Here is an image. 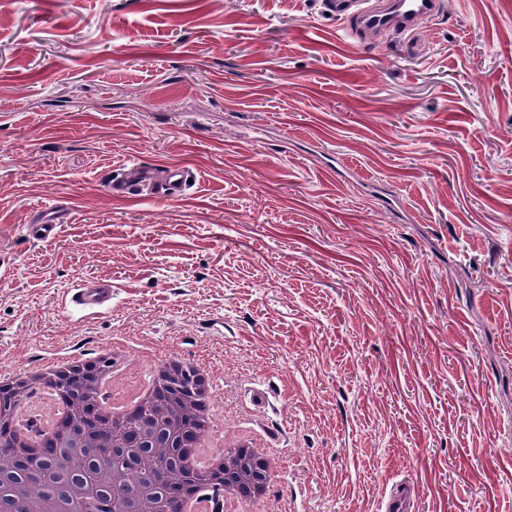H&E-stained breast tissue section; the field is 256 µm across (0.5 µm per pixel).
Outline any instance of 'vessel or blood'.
<instances>
[{
    "label": "vessel or blood",
    "mask_w": 512,
    "mask_h": 512,
    "mask_svg": "<svg viewBox=\"0 0 512 512\" xmlns=\"http://www.w3.org/2000/svg\"><path fill=\"white\" fill-rule=\"evenodd\" d=\"M324 7L341 23L345 37L360 38L367 31L403 34L417 29L433 19L439 11V0H323ZM190 174L187 169L170 166L162 174L137 165L119 166L116 175L107 180L110 194L121 195L134 186L156 180V196L171 201L185 191ZM112 299V286L108 283H87L76 288L70 297L71 308L97 313L107 308ZM381 512H412L406 482L393 483L381 502Z\"/></svg>",
    "instance_id": "1"
}]
</instances>
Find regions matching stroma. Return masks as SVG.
<instances>
[{"mask_svg": "<svg viewBox=\"0 0 512 512\" xmlns=\"http://www.w3.org/2000/svg\"><path fill=\"white\" fill-rule=\"evenodd\" d=\"M115 341L208 359L290 512H512V0H0V370ZM325 10L341 22L343 35L359 39L366 31L404 34L433 19L438 0H323ZM117 174L107 180V190L112 195H121L130 191L134 186L152 180L155 172L138 164H123L117 169ZM189 177V171L185 168L179 166L166 167L158 181L156 197L167 201L179 198L187 187ZM112 300V284L87 283L75 288L70 297V307L82 312L98 313ZM382 512H411L413 505L407 491L405 481L394 482L387 490L381 502Z\"/></svg>", "mask_w": 512, "mask_h": 512, "instance_id": "obj_1", "label": "stroma"}]
</instances>
